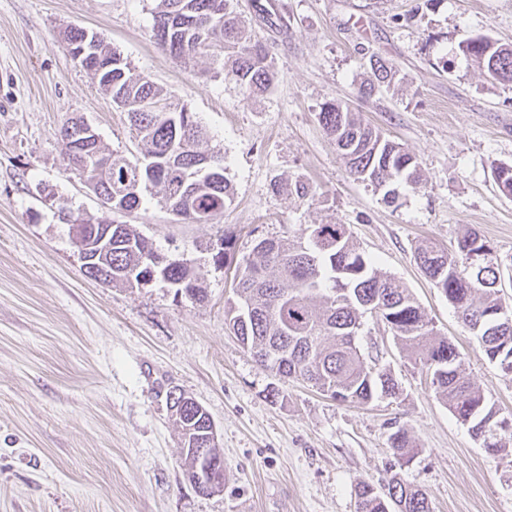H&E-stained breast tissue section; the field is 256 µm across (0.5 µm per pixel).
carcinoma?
<instances>
[{
  "instance_id": "1",
  "label": "carcinoma",
  "mask_w": 512,
  "mask_h": 512,
  "mask_svg": "<svg viewBox=\"0 0 512 512\" xmlns=\"http://www.w3.org/2000/svg\"><path fill=\"white\" fill-rule=\"evenodd\" d=\"M153 32L167 35L159 46L185 66L201 57L221 63L249 96L268 92L276 81L269 52L252 39L233 0H157ZM466 55L491 80L512 84V45L486 39ZM108 60L112 61L110 80L97 75ZM87 71L102 91L122 101L139 145L134 159L99 146L112 162L90 181L89 188L112 197V210L128 212L141 205L143 188L159 185L168 210L174 213L176 205L187 201L183 219L214 223L234 201L235 190L223 175L212 181L205 177L212 166L224 168L223 157L201 150L208 131L194 113L162 87L134 73L121 53L102 39L93 49ZM395 75L386 59L371 56L360 93L370 95L390 85ZM319 119L348 173L383 192L386 203L396 198L395 184L421 182L416 157L365 125L348 104H326ZM494 175L501 192L512 196V165H498ZM275 190L299 201L314 195L313 186L301 178L280 182ZM475 252L479 257L473 261ZM155 253L152 243L132 225L114 224L112 254L104 269L112 270L114 283L129 288L145 284L157 273ZM415 258L462 324L476 334L482 357L511 375L512 314L502 311L501 292L512 258L504 263L471 229L461 233L456 253L422 240ZM236 279L234 298L225 306V324L280 378L301 379L339 402L367 405L378 398L397 397L400 386L391 370L365 356L356 342L368 305L376 302L395 343L403 351L418 349L415 364L457 419L470 425L481 447L496 454L512 441V425L498 420L495 407L467 377L455 345L436 336L409 288L375 269L353 243L347 225L336 218L313 224L300 236L257 241ZM166 281L191 299L203 298L198 278L184 263L167 265ZM207 422L194 399L185 398L177 425L183 471L190 483L196 468L193 449L208 440ZM390 447L398 461L407 462L415 452V441L400 428L391 434ZM355 497L356 512H432L427 494L399 472L380 487L358 481Z\"/></svg>"
}]
</instances>
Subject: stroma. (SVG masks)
Listing matches in <instances>:
<instances>
[{
	"mask_svg": "<svg viewBox=\"0 0 512 512\" xmlns=\"http://www.w3.org/2000/svg\"><path fill=\"white\" fill-rule=\"evenodd\" d=\"M155 5L0 0V512H356V482L381 484L395 466L433 512H512V446L486 453L382 319L365 316L360 343L401 391L367 405L280 380L224 322L236 263L257 240L336 217L512 419V377L482 357L414 257L425 239L454 249L466 228L512 256V196L493 175L512 164V86L488 80L462 51L476 36L512 43V0H236L277 72L259 98L209 58L180 67L154 40ZM71 28L98 33L206 127L236 192L215 223L177 217L152 185L137 210L110 211L72 170L60 139L70 118L114 153L135 155L137 142L126 112L73 59L63 38ZM374 54L396 79L363 98ZM333 100L413 154L421 184L400 187L388 205L350 177L318 119ZM298 177L314 186L312 200L275 191ZM78 218L134 225L194 269L204 298L159 279L126 288L88 277L70 231ZM226 239L234 259L224 264L215 255ZM174 388L216 425L219 494H199L183 474ZM400 428L418 445L402 465L389 444Z\"/></svg>",
	"mask_w": 512,
	"mask_h": 512,
	"instance_id": "stroma-1",
	"label": "stroma"
}]
</instances>
